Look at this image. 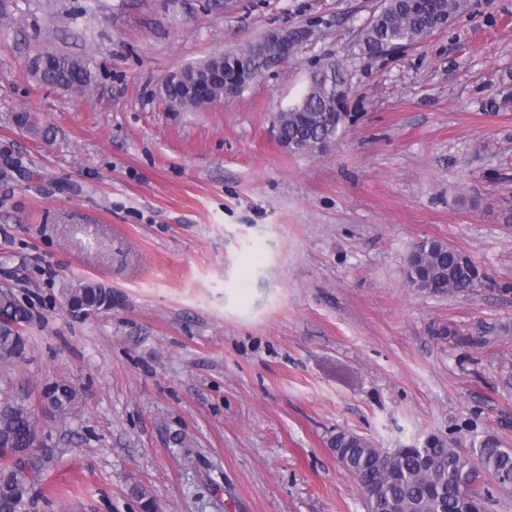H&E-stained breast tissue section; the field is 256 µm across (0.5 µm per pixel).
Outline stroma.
Returning a JSON list of instances; mask_svg holds the SVG:
<instances>
[{
  "instance_id": "stroma-1",
  "label": "stroma",
  "mask_w": 512,
  "mask_h": 512,
  "mask_svg": "<svg viewBox=\"0 0 512 512\" xmlns=\"http://www.w3.org/2000/svg\"><path fill=\"white\" fill-rule=\"evenodd\" d=\"M376 0H0V289L27 308L0 390L37 403L72 382L65 448L31 512H366L330 437L385 451L427 436L512 447V0L363 56ZM310 24L239 94L170 107V74ZM91 59L85 94L41 84L36 50ZM336 60L350 89L335 145L294 153L278 113ZM30 115L49 137L19 126ZM477 263V288H413L415 243ZM111 288L69 314L68 291ZM484 338L474 347L448 330ZM181 434L183 446L171 437ZM67 305L70 314L76 318L107 311L112 307V290L93 282L79 283L69 290Z\"/></svg>"
}]
</instances>
